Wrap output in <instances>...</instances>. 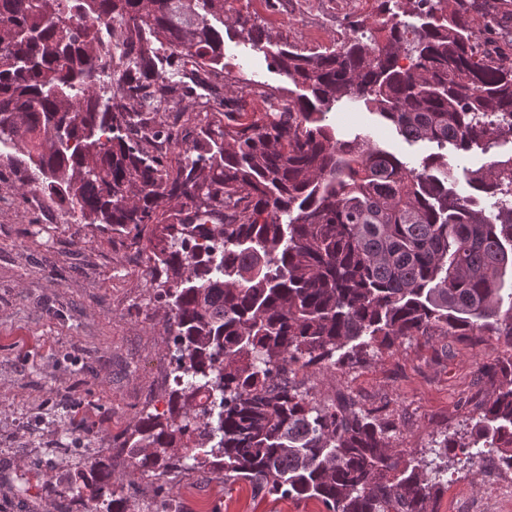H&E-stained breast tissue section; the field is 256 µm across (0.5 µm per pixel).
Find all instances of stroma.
<instances>
[{"mask_svg": "<svg viewBox=\"0 0 512 512\" xmlns=\"http://www.w3.org/2000/svg\"><path fill=\"white\" fill-rule=\"evenodd\" d=\"M250 14L272 42L316 51L342 41L352 21L377 18L376 0H229ZM249 93L227 90L230 81ZM270 57L234 31L224 33V66L203 74L192 93L176 94L168 123L194 139L223 113L263 112L254 89L286 88ZM343 134H361L410 165L436 150L408 144L364 106L329 113ZM34 177L17 149L0 146V512H88L64 489L87 471L88 449L111 454L146 403L163 406L169 378L163 304L151 288L147 239L75 221L49 200L29 195ZM512 355L495 336H414L353 368L297 369L290 380L324 401L349 399L378 411L396 429L401 461L431 469L442 431L468 438L471 400L489 387L479 368ZM129 512H161L174 497L179 512H326L322 502L271 497L244 480L198 470L166 486L112 474ZM512 512V486L495 484L485 467L452 464L434 512Z\"/></svg>", "mask_w": 512, "mask_h": 512, "instance_id": "1", "label": "stroma"}]
</instances>
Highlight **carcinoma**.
Listing matches in <instances>:
<instances>
[{
  "mask_svg": "<svg viewBox=\"0 0 512 512\" xmlns=\"http://www.w3.org/2000/svg\"><path fill=\"white\" fill-rule=\"evenodd\" d=\"M378 0L377 25L308 53L272 44L227 0H0V144L38 171L30 189L77 221L149 231L151 287L167 306L174 387L113 439L129 474L163 485L208 469L328 512H431L448 455L512 463V356L481 368L468 441L436 442L435 477L400 464L394 427L352 402L318 403L291 366L339 369L413 336H502L512 344V156L452 165L512 144V0ZM409 15L413 21L402 19ZM246 35L302 93L260 92L249 123L188 144L163 112L180 67L224 66ZM118 53L108 76L100 27ZM167 48L178 67L156 61ZM357 100L399 136L438 152L411 166L329 112ZM181 148L175 168L141 142ZM181 208L165 209V202ZM90 512H128L112 459L65 488Z\"/></svg>",
  "mask_w": 512,
  "mask_h": 512,
  "instance_id": "carcinoma-1",
  "label": "carcinoma"
}]
</instances>
